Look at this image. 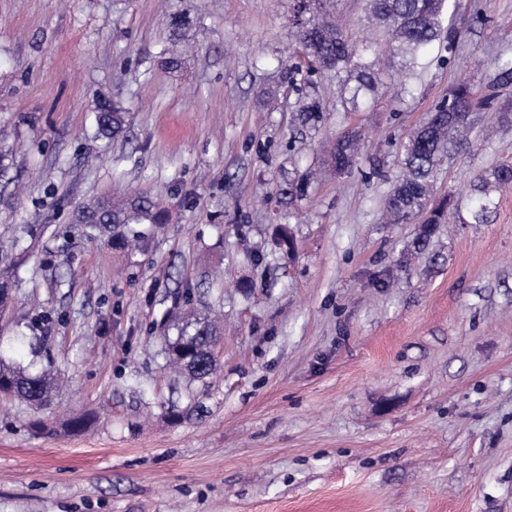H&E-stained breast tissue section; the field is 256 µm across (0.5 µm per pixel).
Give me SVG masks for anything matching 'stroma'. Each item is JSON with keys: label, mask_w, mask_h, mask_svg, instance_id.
Listing matches in <instances>:
<instances>
[{"label": "stroma", "mask_w": 512, "mask_h": 512, "mask_svg": "<svg viewBox=\"0 0 512 512\" xmlns=\"http://www.w3.org/2000/svg\"><path fill=\"white\" fill-rule=\"evenodd\" d=\"M292 16L293 0H0V355L62 379L40 409L0 398V512H512V193L467 221L476 174L512 163V124L444 166L461 208L428 250L407 255L417 225L383 216L426 113L456 81L484 91L512 50V0H458L452 65L382 66L398 101L340 112L316 74V129L296 114ZM97 98L126 112L122 136L95 137ZM352 130L339 176L327 151ZM135 192L168 213L147 250L80 236L85 203ZM186 314L221 320L202 382L167 364ZM79 411L96 426L64 432ZM188 22V18L183 15L171 16L169 18L168 25L172 31V38L170 47L165 52L167 55L165 63L172 69L179 67L184 59L182 52L179 50V45L184 42L182 30ZM360 145V135L351 131L341 135L329 155V164L339 174H349L356 163Z\"/></svg>", "instance_id": "1"}]
</instances>
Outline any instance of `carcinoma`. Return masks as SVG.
I'll list each match as a JSON object with an SVG mask.
<instances>
[{
	"mask_svg": "<svg viewBox=\"0 0 512 512\" xmlns=\"http://www.w3.org/2000/svg\"><path fill=\"white\" fill-rule=\"evenodd\" d=\"M327 4L328 0H294L291 37L310 62L305 77L317 71L336 75L340 89L338 112L357 111L381 95L378 65L386 56L412 76L422 74L435 61L451 63L442 51L451 50L457 37L452 27L456 0H366V20L383 31L382 42L353 40ZM187 24L188 18L183 15L169 18L172 38L165 63L172 69L182 64L179 45L184 42L182 30ZM497 70V82L489 86V93L484 96L477 95L465 80L452 86L448 97L434 105L416 135L404 145L400 170L389 179L384 209L393 224H419L413 242L417 250L429 246L438 226L446 223L448 211L458 208L456 194L436 197V179L454 154L469 152L489 134L486 127L476 130L475 114L491 112L507 119L512 112V103L500 100L497 93V88L512 84V55L499 56ZM297 112L302 123L315 126L322 121L325 108L321 99L313 95L305 98ZM94 113L96 134L103 138L121 133L127 122L125 113L106 101L96 102ZM359 145L356 131L336 140L329 164L337 173L351 172ZM511 188V163L484 169L470 185L471 193L479 199L470 213L472 222H489L497 207L496 195ZM164 220V213L153 198L140 192L116 201L110 197L90 201L79 213L82 236L93 243L105 241L114 248L130 243L146 248ZM175 329L176 336L168 344L174 368L191 380L213 375L217 358L210 355L208 347L219 333L217 321L192 318L177 323ZM56 386L57 379L51 371L29 374L0 355V393L41 407Z\"/></svg>",
	"mask_w": 512,
	"mask_h": 512,
	"instance_id": "1",
	"label": "carcinoma"
}]
</instances>
